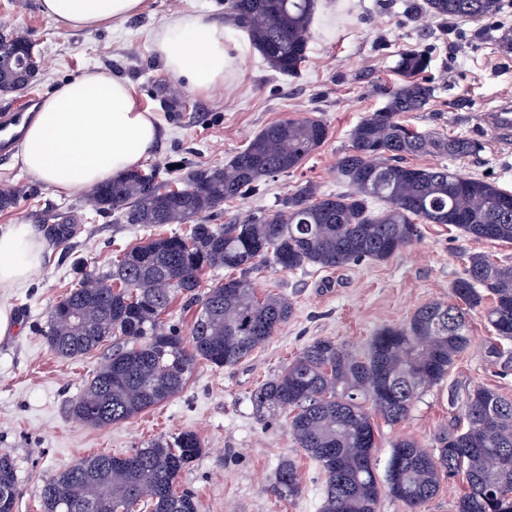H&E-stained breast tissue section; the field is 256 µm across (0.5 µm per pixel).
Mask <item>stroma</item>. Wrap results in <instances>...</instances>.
<instances>
[{
  "label": "stroma",
  "instance_id": "stroma-1",
  "mask_svg": "<svg viewBox=\"0 0 512 512\" xmlns=\"http://www.w3.org/2000/svg\"><path fill=\"white\" fill-rule=\"evenodd\" d=\"M424 2L318 0L313 39L297 74L281 75L256 49L234 43L227 49L232 64L224 71L223 87L199 94L164 70L152 50L153 37L183 13L225 20L224 0H149L140 15L77 32L57 29L38 0H0V28L26 33L42 61L33 83L0 94V106L46 97L89 68L109 70L132 86L162 129L145 159L149 165L182 157L198 166L221 165L270 124L301 116L320 120L327 137L299 168L267 179L256 194L225 203L209 217L210 223L226 224L277 209L286 195L309 182L325 194L346 191L336 163L351 146L353 128L384 108L389 88L399 80L400 53L418 48L429 57L425 76L434 94L423 111L406 113V120L434 135L476 141L481 149L462 158L418 156L415 164L445 165L512 192V134L499 135L483 120L512 95V49L503 43L512 38V0H500L498 13L478 22L433 17ZM162 87L175 91L180 104L164 109L157 96ZM4 187L18 190L20 198L12 211H0V226L33 225L48 251L27 287L0 293V304L12 308L18 325L13 335L0 338V449L10 453L16 467V512H40L44 481L83 457L123 454L186 430L206 448L178 480L179 488L195 493L199 512H320L325 482L320 465L297 446L285 417L258 418L254 390L320 338L365 354L380 329L404 326L422 305L448 301L453 284L465 276L469 254L512 265V243L474 240L448 224L419 225L417 240L384 261L295 271L259 264L250 274L257 292L287 298L293 306L288 322L238 364L217 368L199 362L177 396L126 422L96 429L75 423L69 405L112 346L78 358L58 357L42 334L49 309L70 288L75 264L105 274L116 256L149 232L184 235L189 227L166 224L151 231L120 223L116 214L93 210L83 194L61 197L31 179L16 156L0 164ZM64 224L70 235L62 239L58 230ZM468 318L472 345L446 377L420 395L403 422L376 419L377 474H384L398 437L433 447L461 416L473 388L487 386L512 398V369L489 356L490 331L481 312L470 311ZM286 459L295 463L300 481L294 497L285 496L279 484Z\"/></svg>",
  "mask_w": 512,
  "mask_h": 512
}]
</instances>
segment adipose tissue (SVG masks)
<instances>
[{
    "label": "adipose tissue",
    "mask_w": 512,
    "mask_h": 512,
    "mask_svg": "<svg viewBox=\"0 0 512 512\" xmlns=\"http://www.w3.org/2000/svg\"><path fill=\"white\" fill-rule=\"evenodd\" d=\"M146 0H39L60 30L83 31L141 12ZM232 31L201 13L163 24L153 51L165 70L200 93L223 85ZM161 130L131 87L108 71L90 69L57 86L25 125L19 157L25 171L53 190L73 194L117 177L149 155ZM43 237L28 224L0 226V290L23 288L43 265Z\"/></svg>",
    "instance_id": "adipose-tissue-1"
}]
</instances>
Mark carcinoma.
<instances>
[{"instance_id":"obj_1","label":"carcinoma","mask_w":512,"mask_h":512,"mask_svg":"<svg viewBox=\"0 0 512 512\" xmlns=\"http://www.w3.org/2000/svg\"><path fill=\"white\" fill-rule=\"evenodd\" d=\"M316 0H226L235 26L248 33L264 61L293 74L307 57ZM436 17L479 21L498 0H426ZM34 43L25 34H0V92L30 84ZM401 83L389 91L383 112L360 121L337 172L350 187L323 194L308 183L281 207L242 222L209 224L224 203L244 199L259 183L298 168L326 137L313 118L280 121L260 130L222 165L136 169L96 185L88 196L98 212L125 224H189L187 235L148 236L123 252L106 274L81 270L50 309L43 335L62 358H76L113 340L112 354L71 401L80 425L102 428L125 422L181 393L195 365L232 366L264 344L291 317L280 295H256L250 271L262 262L285 270L384 261L410 246L418 224H453L481 240L512 242V193L447 166L418 167L406 156L464 157L480 145L459 136H434L398 120L423 110L433 88L419 75L425 52H406ZM383 203L375 211L372 203ZM466 277L451 300L421 306L408 324L384 328L358 356L330 339L307 345L252 395L259 417L283 415L298 447L325 475L321 512H376L381 488L407 512H421L451 475L468 490L457 512H502L512 495V398L480 386L468 394L459 428L428 449L403 437L392 445L384 479L373 465L374 416L405 420L414 402L440 382L469 348L468 311L483 309L497 339L512 340V266L482 253L468 256ZM232 272L198 297L200 275ZM239 275H233V272ZM199 310L187 338L165 328L173 299ZM204 452L193 431L150 440L124 455L96 454L58 471L42 485L41 512H198L193 493L177 491L182 472ZM279 482L299 493L296 465L285 460ZM18 479L8 451L0 450V512H16Z\"/></svg>"}]
</instances>
